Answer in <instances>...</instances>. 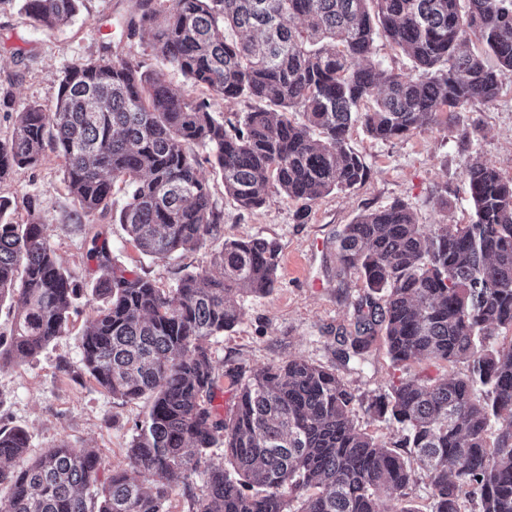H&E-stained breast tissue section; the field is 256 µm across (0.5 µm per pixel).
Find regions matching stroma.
I'll return each mask as SVG.
<instances>
[{
    "instance_id": "1",
    "label": "stroma",
    "mask_w": 512,
    "mask_h": 512,
    "mask_svg": "<svg viewBox=\"0 0 512 512\" xmlns=\"http://www.w3.org/2000/svg\"><path fill=\"white\" fill-rule=\"evenodd\" d=\"M134 10L133 0H82L67 24L49 29L21 13L17 0H0V90L11 93L10 102L0 104V138L10 134L18 112L27 106L54 110L59 77L106 43L120 55L141 61L178 95L206 96L218 116L231 118L247 111V103L201 93L180 73L161 66L150 34L127 38L126 24ZM349 143L369 166L368 180L317 200L303 219L297 216L299 202L276 193L260 209H239L225 194L220 175L209 163H201L200 175L224 213L223 234L168 258L142 254L111 215L77 218L65 188L63 163L55 155L37 166L14 169L0 181V199L9 202L14 222L25 219L27 199L36 201L58 262L81 288L80 313L66 334L33 359L19 366L0 364V427L24 429L32 458L65 440L99 455L100 477L125 467L135 425L147 405L141 400L123 402L97 386L84 370L80 348L81 334L101 304L94 291L96 264L87 258L91 238L99 232L109 242L113 264L163 288L186 272L212 268L225 241L277 242L275 288L265 296H239L236 326L207 342L214 365L222 371L240 367L250 372L303 359L333 367L362 401L357 423L383 442L395 441V425L368 412L365 404L405 377V370L393 366L381 341L359 369H347L337 357L338 340L353 332L356 305L367 289L356 270H342L336 237L359 215L397 200L410 207L427 232L438 224L469 223L473 209L464 177L467 162L480 159L512 180V77L494 101L449 113L445 124L389 141L373 138L356 125Z\"/></svg>"
}]
</instances>
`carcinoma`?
<instances>
[{"mask_svg": "<svg viewBox=\"0 0 512 512\" xmlns=\"http://www.w3.org/2000/svg\"><path fill=\"white\" fill-rule=\"evenodd\" d=\"M80 0H23L55 28ZM127 38L145 31L157 59L226 100L265 106L232 121L187 99L105 44L59 78L51 113L29 106L0 141V179L52 152L85 217L112 211L143 254L165 258L221 234L224 215L198 171L202 148L237 207L275 191L313 203L362 184L370 170L350 146L352 126L400 138L472 102L497 98L512 76V0H137ZM304 21V27L293 24ZM384 38L417 74L376 63ZM302 112L303 120L292 117ZM470 223L426 233L401 201L360 215L336 238L343 270L372 292L355 332L339 340L344 365L366 361L382 337L395 366L446 367L439 378L393 382L368 409L406 426L380 443L356 423L357 398L336 372L291 359L235 376L227 418L211 402L220 374L203 341L239 320L237 296L266 294L279 246L224 242L216 272H187L172 288L112 265L92 238L106 300L83 334L82 363L112 397L150 402L127 467L99 482L96 452L62 442L30 461L21 428L0 427V512H167L172 492L203 469L192 512H399L416 470L431 512H512V182L477 159L465 169ZM23 224L0 222V302L16 299L0 362L23 364L68 328L80 295L56 260L33 204ZM466 372L455 371L458 363ZM224 447L213 461L208 450ZM148 473L153 482L138 479Z\"/></svg>", "mask_w": 512, "mask_h": 512, "instance_id": "1", "label": "carcinoma"}]
</instances>
